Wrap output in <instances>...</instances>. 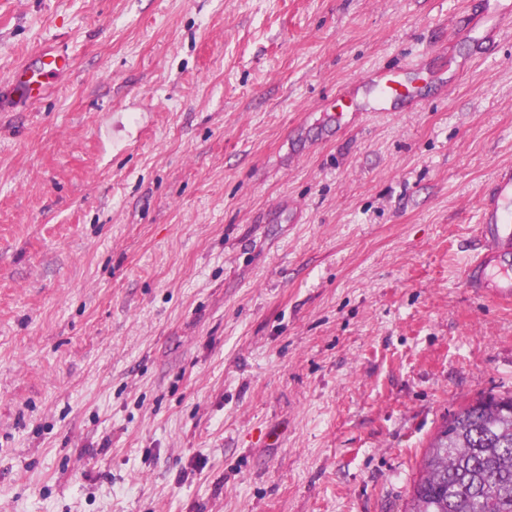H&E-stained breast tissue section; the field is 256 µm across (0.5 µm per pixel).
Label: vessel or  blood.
Instances as JSON below:
<instances>
[{"label": "vessel or blood", "instance_id": "b4317fda", "mask_svg": "<svg viewBox=\"0 0 512 512\" xmlns=\"http://www.w3.org/2000/svg\"><path fill=\"white\" fill-rule=\"evenodd\" d=\"M512 28V8L485 9L472 17L471 31L478 44H490L502 29ZM40 77L32 79L28 66H19L11 75L15 96L25 102H34L43 96L51 80L67 73L72 67L70 56L61 49H46L39 54ZM379 99L415 101L420 89L406 80L400 70L379 73L369 82ZM482 242L480 252L466 271L469 287L475 288L493 300L512 302V271L502 261L512 253V169L500 170L487 186L482 199V217L479 226Z\"/></svg>", "mask_w": 512, "mask_h": 512}]
</instances>
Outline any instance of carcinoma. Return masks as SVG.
<instances>
[{
  "label": "carcinoma",
  "mask_w": 512,
  "mask_h": 512,
  "mask_svg": "<svg viewBox=\"0 0 512 512\" xmlns=\"http://www.w3.org/2000/svg\"><path fill=\"white\" fill-rule=\"evenodd\" d=\"M408 512H512V395L482 396L442 425Z\"/></svg>",
  "instance_id": "cac0c4a2"
}]
</instances>
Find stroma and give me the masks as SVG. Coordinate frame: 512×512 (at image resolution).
I'll return each instance as SVG.
<instances>
[{"label": "stroma", "instance_id": "stroma-1", "mask_svg": "<svg viewBox=\"0 0 512 512\" xmlns=\"http://www.w3.org/2000/svg\"><path fill=\"white\" fill-rule=\"evenodd\" d=\"M474 2L0 0V512H406L512 393L465 279L512 167ZM403 64L418 105L336 101ZM40 79L29 77L27 64L19 66L11 75L10 83L15 96L25 102H35L43 96L50 81L71 70L72 62L66 51L45 49L39 53Z\"/></svg>", "mask_w": 512, "mask_h": 512}]
</instances>
